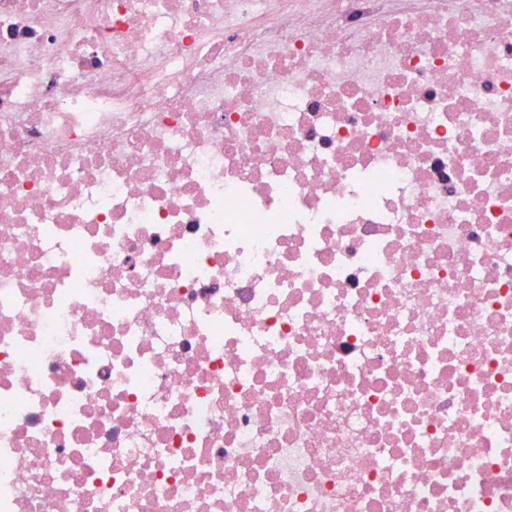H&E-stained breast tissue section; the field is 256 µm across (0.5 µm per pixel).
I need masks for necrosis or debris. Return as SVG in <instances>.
Instances as JSON below:
<instances>
[{
    "mask_svg": "<svg viewBox=\"0 0 512 512\" xmlns=\"http://www.w3.org/2000/svg\"><path fill=\"white\" fill-rule=\"evenodd\" d=\"M0 512H512V0H0Z\"/></svg>",
    "mask_w": 512,
    "mask_h": 512,
    "instance_id": "necrosis-or-debris-1",
    "label": "necrosis or debris"
}]
</instances>
